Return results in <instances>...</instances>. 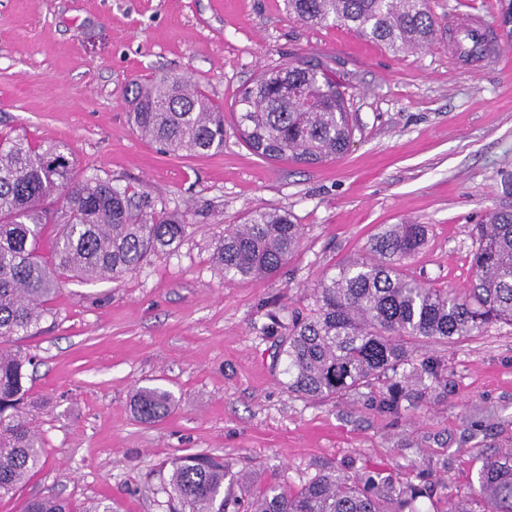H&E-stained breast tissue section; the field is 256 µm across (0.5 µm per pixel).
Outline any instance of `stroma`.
Here are the masks:
<instances>
[{
    "label": "stroma",
    "mask_w": 512,
    "mask_h": 512,
    "mask_svg": "<svg viewBox=\"0 0 512 512\" xmlns=\"http://www.w3.org/2000/svg\"><path fill=\"white\" fill-rule=\"evenodd\" d=\"M505 0H431L443 23ZM325 55L351 71L356 130L348 152L316 167L267 162L224 118V149L158 152L129 121L136 79L189 77L230 108L262 68ZM0 131L68 144L78 169L186 215L171 255L111 281L66 279L49 314L18 337L40 404L43 470L0 512L53 494L75 506L109 499L120 512H166L160 487L175 457L223 458L238 497L294 490L323 474L379 473L402 489L437 482L424 512L470 499L485 458L512 448V326L424 355L415 410L394 416L371 390L307 399L288 390L284 326L312 308L323 273L360 254L381 225L430 227L408 268L438 288L467 287L471 229L512 209V67L461 60L449 45L395 53L345 26L309 27L284 0H0ZM284 210L304 240L276 276L225 282L212 244L252 208ZM282 326L271 329V315ZM175 396L166 419L133 410L136 388Z\"/></svg>",
    "instance_id": "stroma-1"
}]
</instances>
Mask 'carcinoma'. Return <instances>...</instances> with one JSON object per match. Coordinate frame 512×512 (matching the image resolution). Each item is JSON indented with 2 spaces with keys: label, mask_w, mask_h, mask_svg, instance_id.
<instances>
[{
  "label": "carcinoma",
  "mask_w": 512,
  "mask_h": 512,
  "mask_svg": "<svg viewBox=\"0 0 512 512\" xmlns=\"http://www.w3.org/2000/svg\"><path fill=\"white\" fill-rule=\"evenodd\" d=\"M288 14L310 27L344 25L405 53L432 44L441 25L430 0H286ZM331 60L303 56L263 69L233 105L235 125L258 156L317 166L343 155L354 137L346 88ZM130 119L140 136L166 154L224 149V112L190 79L160 75L130 83ZM186 217L157 208L147 193L82 176L71 148L32 145L0 135V497L44 465L42 439L25 410L26 360L6 345L39 325L66 277L117 280L149 255L173 253ZM428 225L385 224L367 255L334 266L317 283L315 308L292 317L284 352L288 390L310 399L386 386L383 411L414 407L412 383L439 379L443 366L417 355L426 341L455 342L492 325L512 326V209H496L476 226L472 280L463 289L436 288L410 274L406 261L427 242ZM304 226L281 210L256 207L224 231L212 260L224 279L277 275L298 251ZM174 406L170 391L141 387L134 408L147 422ZM224 459L207 453L170 463L168 512H389L385 490L370 472L328 474L289 491L270 484L242 504L224 489ZM424 483L402 493L394 512H423ZM20 512H119L110 500L82 510L51 496L29 498ZM451 512H512V450L483 462L472 502Z\"/></svg>",
  "instance_id": "1"
}]
</instances>
